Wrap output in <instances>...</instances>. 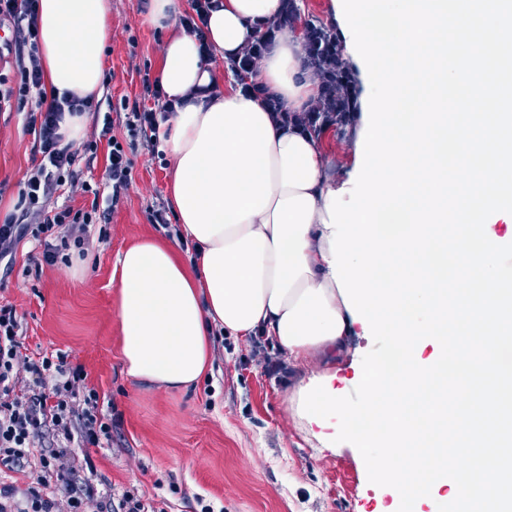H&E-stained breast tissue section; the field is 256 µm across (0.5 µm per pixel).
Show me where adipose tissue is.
<instances>
[{"mask_svg":"<svg viewBox=\"0 0 512 512\" xmlns=\"http://www.w3.org/2000/svg\"><path fill=\"white\" fill-rule=\"evenodd\" d=\"M282 0H220L205 29L210 58L187 31L163 43L158 79L174 100L159 123L170 163V203L194 251L180 258L152 237L120 252V356L129 378L168 391L197 384L213 365L215 333H261L300 371L297 390L338 374L360 330L329 267L326 205L339 175L325 135L277 124L261 96L219 83L216 62L239 58L280 17ZM111 0H38L47 98H96L112 38ZM254 80L292 112L319 86L302 40L272 42Z\"/></svg>","mask_w":512,"mask_h":512,"instance_id":"ef3b65f1","label":"adipose tissue"}]
</instances>
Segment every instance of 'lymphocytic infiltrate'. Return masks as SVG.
<instances>
[{
    "mask_svg": "<svg viewBox=\"0 0 512 512\" xmlns=\"http://www.w3.org/2000/svg\"><path fill=\"white\" fill-rule=\"evenodd\" d=\"M38 0H0V17L10 19L20 47V79L0 90V103L16 102L27 112V130L34 137L40 156L19 196V215L0 224V261L14 258L16 248L33 238L43 248L34 267L55 264L67 250L85 256L89 240L87 228L100 206L116 207L131 180L132 162L125 142L157 143L158 115L172 110L163 99L159 83L146 84L145 90L160 100V109L133 102L126 106L122 122L126 141L112 134L114 119L104 113L99 137L107 143L108 176L112 192L102 195L99 188L85 185L94 200L90 210L69 206L48 208L49 198L62 187L78 156L73 145L63 144L60 123L65 111L91 112L93 100L70 96L45 101L38 94L43 86L39 57ZM21 322L10 305H0V466L26 472L30 483L22 499L13 489L0 490V512H106L105 501L96 498L88 483L69 477L67 445L77 441L84 447H98L112 438V417L99 408L100 396L88 387L82 366L70 365L65 353L50 352L30 358L23 351L19 331ZM55 475L64 493L44 494L47 475Z\"/></svg>",
    "mask_w": 512,
    "mask_h": 512,
    "instance_id": "f902f5d3",
    "label": "lymphocytic infiltrate"
}]
</instances>
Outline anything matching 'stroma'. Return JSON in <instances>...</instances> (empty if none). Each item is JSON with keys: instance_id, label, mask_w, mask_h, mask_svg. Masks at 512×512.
Masks as SVG:
<instances>
[{"instance_id": "obj_1", "label": "stroma", "mask_w": 512, "mask_h": 512, "mask_svg": "<svg viewBox=\"0 0 512 512\" xmlns=\"http://www.w3.org/2000/svg\"><path fill=\"white\" fill-rule=\"evenodd\" d=\"M151 0H112V39L104 55L101 111L122 99L144 97V77H156L166 30L149 20ZM80 152L74 176L53 197L55 205L90 208L84 183L106 186L107 145ZM33 137L24 113L0 112V222L16 211L33 168ZM132 183L105 224L88 228V255L29 273L34 242L17 250L11 272L0 277V305H13L21 340L31 357L50 351L82 365L102 402L112 405V442L104 448L70 447L78 479L96 495L119 501L131 491L159 512H387L392 503L370 483L358 449L336 453L310 448L294 422L288 396L300 373L292 366L265 368L276 357L257 340L218 336L212 373L178 392L129 379L120 360L118 252L152 236L191 251L168 208V157L136 144ZM166 207V223L150 221Z\"/></svg>"}]
</instances>
